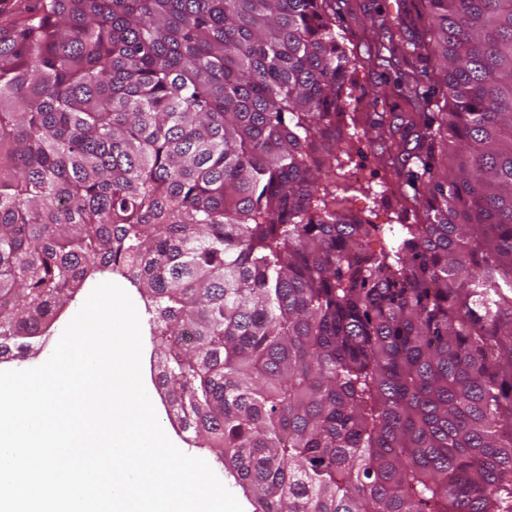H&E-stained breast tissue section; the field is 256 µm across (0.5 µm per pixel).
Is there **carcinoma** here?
<instances>
[{
    "mask_svg": "<svg viewBox=\"0 0 512 512\" xmlns=\"http://www.w3.org/2000/svg\"><path fill=\"white\" fill-rule=\"evenodd\" d=\"M21 2L0 356L115 273L180 428L255 512H512V0H421L446 111L405 85L379 148L423 219L378 250L317 176L350 66L330 0Z\"/></svg>",
    "mask_w": 512,
    "mask_h": 512,
    "instance_id": "obj_1",
    "label": "carcinoma"
}]
</instances>
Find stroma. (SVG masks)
Segmentation results:
<instances>
[{
  "instance_id": "35a3bbf8",
  "label": "stroma",
  "mask_w": 512,
  "mask_h": 512,
  "mask_svg": "<svg viewBox=\"0 0 512 512\" xmlns=\"http://www.w3.org/2000/svg\"><path fill=\"white\" fill-rule=\"evenodd\" d=\"M414 3L415 0H338L336 4L338 16L335 31L341 36L342 44L352 60L347 89L349 97L345 102L346 115L342 124L344 144L340 155L342 169L339 182L348 189V207L353 214L384 226L409 224L413 218L405 213L402 178L388 158L380 154L375 143L379 134L375 122L380 119L385 125L394 126L400 116L410 112V103L394 83L398 76L415 70L418 62L415 57L400 55L390 64L377 60L379 42L371 22L381 12L392 18L398 16L405 19L411 35L420 36L422 24L417 20ZM103 281V276L99 275L94 282L86 283L84 289L59 314L46 345L26 361L9 362V369H29L44 363L95 284ZM141 329L143 374L147 385L154 389L152 403L165 433L184 453L212 464L215 474L237 498L244 512H255L243 490L221 465L216 464L209 449L201 447L191 433L180 430L177 421L170 419L164 405V395L155 388L158 371L153 365V353L157 339L152 336L149 323H142Z\"/></svg>"
}]
</instances>
